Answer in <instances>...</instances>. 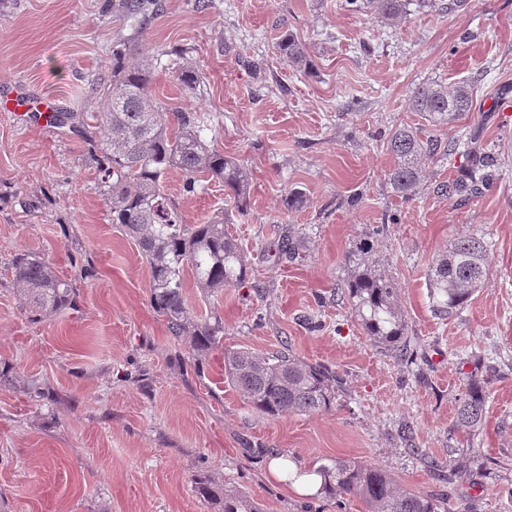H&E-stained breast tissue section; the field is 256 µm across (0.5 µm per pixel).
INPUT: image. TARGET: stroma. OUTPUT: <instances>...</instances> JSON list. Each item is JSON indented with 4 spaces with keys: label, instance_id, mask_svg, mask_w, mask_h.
<instances>
[{
    "label": "stroma",
    "instance_id": "35a3bbf8",
    "mask_svg": "<svg viewBox=\"0 0 512 512\" xmlns=\"http://www.w3.org/2000/svg\"><path fill=\"white\" fill-rule=\"evenodd\" d=\"M344 0H164L141 57L163 104L207 119V137L250 172L246 212L221 184L182 193L166 182L189 224L219 218L242 248L245 284L213 303L197 289V313L224 319L219 349L195 360L149 302V272L134 240L112 224L99 173L69 127L0 108V362L16 382L0 387V512H210L194 488L201 469L236 487L264 512H359L350 498L299 497L271 481L266 463L284 454L308 466L339 457L378 464L403 487L447 495L448 512H512V158L485 196L439 193L461 156L422 162L409 199L395 195L385 141L409 126L448 139L410 106L428 81L474 86L455 128L478 131L489 149L512 144V0H429L388 23ZM307 46V75L282 58L283 31ZM129 24L112 0H0V86L63 111L98 112L112 46ZM202 82L187 92L180 69ZM304 193L286 210V192ZM377 224L372 258L399 290L407 363L367 336L340 287L344 257ZM296 259L268 244L287 232ZM488 244L490 278L456 316L430 308L429 258L457 234ZM370 236V235H369ZM48 260L69 280L75 307L39 319L20 302L12 263ZM288 350L343 379L328 413L269 419L224 380V352ZM497 365L485 423L473 439L453 431L462 375L475 357ZM59 396L50 407L28 386ZM479 449L493 471L472 469L447 485L438 471Z\"/></svg>",
    "mask_w": 512,
    "mask_h": 512
}]
</instances>
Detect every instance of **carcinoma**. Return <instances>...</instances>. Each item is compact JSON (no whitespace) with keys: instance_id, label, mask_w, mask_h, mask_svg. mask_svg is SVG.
<instances>
[{"instance_id":"obj_1","label":"carcinoma","mask_w":512,"mask_h":512,"mask_svg":"<svg viewBox=\"0 0 512 512\" xmlns=\"http://www.w3.org/2000/svg\"><path fill=\"white\" fill-rule=\"evenodd\" d=\"M413 0H345L354 11L366 10L386 21L408 14ZM163 10L162 0H112V12L132 21L128 35L112 47L108 82L95 123L73 122V114L61 112L57 121L71 124L87 144L98 164L100 191L111 221L132 238L149 269V298L175 338H190L197 358L214 350L224 337V320L200 318L189 307L185 272L205 299L242 285L248 268L238 243L224 233V224L184 223L176 202L165 189L167 175L182 176L183 191L195 194L205 183L224 184V194L237 207L248 205L250 173L233 157L211 147L203 132L204 117L195 111L174 112V128L162 122L163 106L151 91V72L137 62L143 34ZM279 54L305 73L313 69L304 43L289 31L281 35ZM473 102L472 86L462 81L447 87L429 81L418 87L412 109L434 127H454ZM386 149L395 159L388 181L393 191L408 199L421 181L420 160L425 156L461 155L465 162L448 183V198H478L495 185L500 156L480 147L474 135H458L443 142L421 138L410 128L393 131ZM488 246L476 234H458L428 266L432 310L450 316L465 308L488 277ZM350 270L344 283L352 311L367 336L380 348L412 360L406 324L397 288L388 276L377 272L372 244L366 237L348 255ZM14 284L21 303L35 315L47 318L76 304V294L41 257L19 254L14 262ZM496 368L470 374L457 399L454 430L462 435L479 430L485 421L488 386ZM224 379L241 392L258 414L277 419L288 414L326 413L336 406L342 379L321 363L304 362L285 351L264 354L248 349L224 352ZM317 471L324 477L322 491L328 497L358 498L364 512H445L432 495L398 487L393 477L375 463L336 458ZM197 496L215 512H262L261 505L237 488L219 489L207 471L195 479Z\"/></svg>"}]
</instances>
